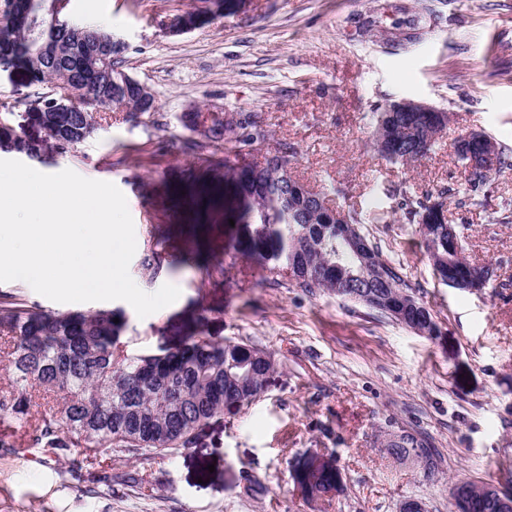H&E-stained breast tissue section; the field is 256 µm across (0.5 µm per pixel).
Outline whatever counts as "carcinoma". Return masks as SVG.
Returning a JSON list of instances; mask_svg holds the SVG:
<instances>
[{"label":"carcinoma","instance_id":"carcinoma-1","mask_svg":"<svg viewBox=\"0 0 512 512\" xmlns=\"http://www.w3.org/2000/svg\"><path fill=\"white\" fill-rule=\"evenodd\" d=\"M108 38L102 29L69 27L53 21V0H21L11 21H0V69L17 70L26 85H51L48 95L36 94L33 111L23 119L38 126L43 137L27 136L9 105L0 103V149L33 159L46 153L65 155L94 135L95 113L125 107L131 118L155 111L154 94L141 103L140 90L111 91L112 72L121 68L126 48L112 50L109 63L95 57L87 38ZM67 92L77 102L70 112L53 110L52 100ZM373 148L394 163L425 157L417 138L432 124L430 112H396L390 118L384 106L373 108ZM185 128L197 135L187 148L198 155L194 189L186 196L198 224L215 213L224 223L234 220L229 247L276 274L293 271L292 282L308 293L333 291L344 298L366 287L360 278L363 263L383 270L390 287L381 291L388 303L399 306L411 299L416 306L408 320L430 309L415 295L399 267L383 256L380 247L361 233L359 214L347 212L348 224L365 240L368 254H355L343 236L346 225L336 209L320 208L312 215L317 197H326L302 183L291 172L295 151L268 155L262 166L241 163L242 148L267 140L261 117L231 112H187ZM224 150V158L217 157ZM488 173L465 176V190L486 187ZM398 209L408 224L420 226L426 253L441 280H453L472 267L464 258L462 231L448 235V223L438 219L444 202L431 193L417 194L405 183L393 189ZM140 266L150 278L173 266L166 238L154 237L144 249ZM119 322H114V319ZM196 318L184 325L185 339L154 352L130 354L122 343L128 319L120 309L47 312L12 294H0V328L12 336L6 353L12 374L11 391L0 395V420L28 424L29 390L63 394L27 430V446L44 448L70 459L75 471L80 457L91 450L116 453H173L189 447L199 427L214 415L237 404L244 406L263 392L275 370L272 354L236 342H215L201 335ZM384 447L396 461L438 465L431 442L418 433L403 431L386 438ZM303 494L319 498L342 485L335 460L296 475ZM467 498L463 512H498L497 503L478 483H463Z\"/></svg>","mask_w":512,"mask_h":512}]
</instances>
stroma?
<instances>
[{
  "label": "stroma",
  "instance_id": "1",
  "mask_svg": "<svg viewBox=\"0 0 512 512\" xmlns=\"http://www.w3.org/2000/svg\"><path fill=\"white\" fill-rule=\"evenodd\" d=\"M204 0H71L69 18L100 25L127 44L123 69L156 97L153 117L113 113L94 135L41 170L70 169L114 183L125 195L137 246L169 230L188 243L189 214L163 198L164 183L197 162L185 151V112H256L267 125L264 151L292 145L294 173L332 190L330 203L356 209L362 232L399 263L433 311L432 339L378 310L263 271L226 252L229 229L211 225L223 277L186 266L153 281L138 260L129 273L145 292L170 283L173 304L138 318L125 309L131 353L179 342V327L203 315L205 337L272 353L277 369L263 396L210 419L188 450L172 456L93 454L74 477L69 460L24 445L0 452V512H399L407 498L450 512L451 485L492 482L512 490V167L487 193L459 192L456 140L471 131L512 152V0H241L231 14L180 35L167 22ZM408 99L448 114V127L423 159L399 164L374 151V105ZM440 192L465 236V258L495 275L479 291L448 287L433 274L418 225L405 223L392 189ZM428 437L433 472L395 462L385 434ZM336 459L340 494L305 500L292 478L298 461ZM111 474V485L99 483Z\"/></svg>",
  "mask_w": 512,
  "mask_h": 512
}]
</instances>
